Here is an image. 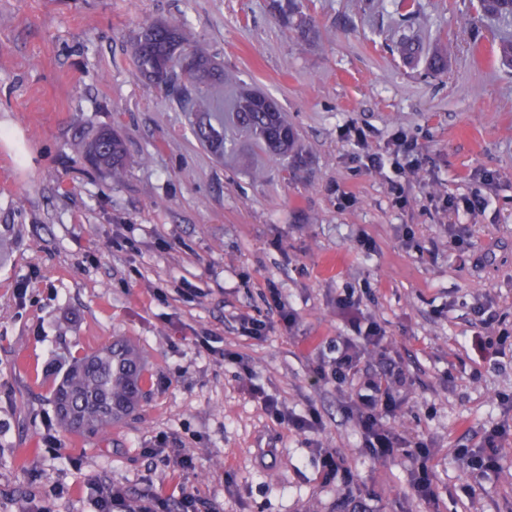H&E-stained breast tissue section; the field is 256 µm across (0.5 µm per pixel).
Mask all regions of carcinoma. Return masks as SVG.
<instances>
[{"label": "carcinoma", "mask_w": 512, "mask_h": 512, "mask_svg": "<svg viewBox=\"0 0 512 512\" xmlns=\"http://www.w3.org/2000/svg\"><path fill=\"white\" fill-rule=\"evenodd\" d=\"M481 9L504 25L512 24V0H482ZM188 56L193 70L182 74L162 71L161 61ZM135 76L156 85L186 102L198 118L199 140L215 150H224V137L211 123L223 118L208 93L200 85L224 83L219 69L200 44L187 42L182 31L165 22L148 25L133 44ZM232 112L238 126L251 132L270 154L284 160L296 159V137L285 115L272 98L250 91L234 101ZM87 154L96 169L112 177L121 174L124 144L120 136L99 132ZM143 367L138 350L127 342L111 343L81 358L72 360L62 382L55 388L52 402L59 424L66 430L103 435L122 421L138 405L142 394Z\"/></svg>", "instance_id": "1"}]
</instances>
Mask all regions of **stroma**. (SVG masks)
Masks as SVG:
<instances>
[{
    "instance_id": "stroma-1",
    "label": "stroma",
    "mask_w": 512,
    "mask_h": 512,
    "mask_svg": "<svg viewBox=\"0 0 512 512\" xmlns=\"http://www.w3.org/2000/svg\"><path fill=\"white\" fill-rule=\"evenodd\" d=\"M398 3L0 0V512H94L100 481L133 507L191 493L214 512H345L354 494L418 512L412 445L373 459L335 383L314 379L355 316L411 371L384 422L434 448L436 512H512V435L497 470L461 457L512 427V64L478 0H415L409 20ZM155 21L208 47L223 109L243 88L272 97L300 165L232 126V150L202 147L184 105L134 74L133 38ZM404 36L413 58L391 51ZM104 128L125 139L118 178L82 155ZM400 136L418 151L402 206L393 170L367 166ZM476 192L484 206L449 210ZM272 284L297 323L250 336L239 318L267 319ZM350 287L353 316L336 307ZM482 304L499 324L475 327ZM120 337L143 357L138 408L104 435L63 429L51 399L68 365ZM259 389L320 426L271 418ZM321 444L344 458L328 481Z\"/></svg>"
}]
</instances>
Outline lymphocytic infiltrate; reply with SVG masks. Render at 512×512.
Returning a JSON list of instances; mask_svg holds the SVG:
<instances>
[{
	"mask_svg": "<svg viewBox=\"0 0 512 512\" xmlns=\"http://www.w3.org/2000/svg\"><path fill=\"white\" fill-rule=\"evenodd\" d=\"M385 339L376 323H368L358 339L338 337L329 346L331 356L316 371L323 381L350 387L353 396L347 415L358 428L365 450L374 458L388 459L405 444L404 438L383 424L384 415L400 405L397 392L409 374L402 362L380 354Z\"/></svg>",
	"mask_w": 512,
	"mask_h": 512,
	"instance_id": "f902f5d3",
	"label": "lymphocytic infiltrate"
}]
</instances>
